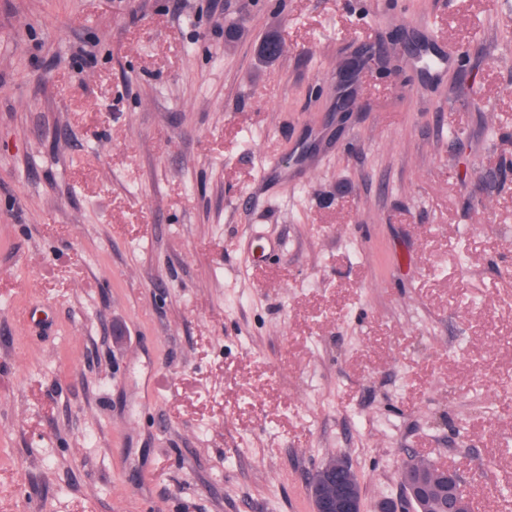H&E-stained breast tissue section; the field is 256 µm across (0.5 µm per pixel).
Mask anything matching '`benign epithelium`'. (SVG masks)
<instances>
[{
	"mask_svg": "<svg viewBox=\"0 0 512 512\" xmlns=\"http://www.w3.org/2000/svg\"><path fill=\"white\" fill-rule=\"evenodd\" d=\"M422 461L407 464L403 495L388 502L389 512H415L429 494L430 483L421 474ZM351 472L349 462L342 456H331L316 470L309 492L313 512H364L362 489L345 479ZM448 477V512H475L473 501L461 489L457 473L445 469Z\"/></svg>",
	"mask_w": 512,
	"mask_h": 512,
	"instance_id": "7a95c632",
	"label": "benign epithelium"
}]
</instances>
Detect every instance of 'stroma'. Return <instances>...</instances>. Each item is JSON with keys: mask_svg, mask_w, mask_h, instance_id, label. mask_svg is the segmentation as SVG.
<instances>
[{"mask_svg": "<svg viewBox=\"0 0 512 512\" xmlns=\"http://www.w3.org/2000/svg\"><path fill=\"white\" fill-rule=\"evenodd\" d=\"M176 2L0 0V512H506L512 0ZM454 54L455 50L438 45L437 40L428 34L427 41L416 54V64L429 75H439L455 61ZM351 472L349 462L331 456L314 473L309 492L313 512H364L362 489L344 477ZM423 462L416 459L407 464L404 478V490L402 496H397L387 503L390 512H416L415 506L429 494L426 512L441 511L448 505V512H475L473 501L467 497L461 489L457 473L449 468H444L446 476L437 474V469L427 463L425 470L435 483L430 490L428 479H424L420 471ZM417 479H414L415 476ZM448 491V494H447ZM448 499V500H445Z\"/></svg>", "mask_w": 512, "mask_h": 512, "instance_id": "35a3bbf8", "label": "stroma"}]
</instances>
